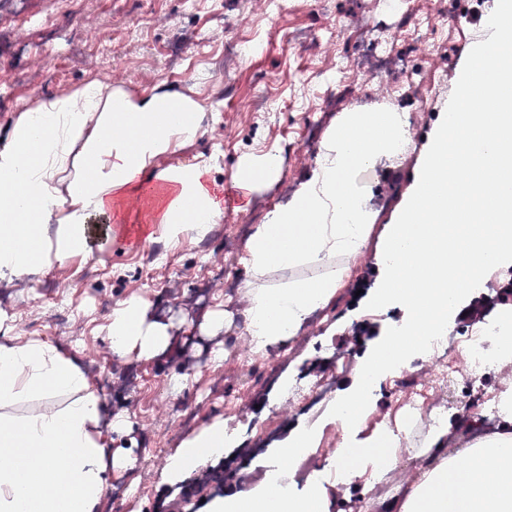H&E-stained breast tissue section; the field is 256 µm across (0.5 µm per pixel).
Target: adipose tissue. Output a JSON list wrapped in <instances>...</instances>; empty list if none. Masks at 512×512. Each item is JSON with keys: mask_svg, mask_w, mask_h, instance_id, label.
Returning <instances> with one entry per match:
<instances>
[{"mask_svg": "<svg viewBox=\"0 0 512 512\" xmlns=\"http://www.w3.org/2000/svg\"><path fill=\"white\" fill-rule=\"evenodd\" d=\"M202 105L185 94L130 98L93 81L23 106L0 149V277H31L52 262L90 255V224L120 221L130 200L143 204L141 223L171 246L206 237L224 217V198L213 185V157L158 168L201 131ZM406 133L402 115L348 112L321 144L318 169L286 203L257 225L244 245V286L250 298L249 332L259 351L277 347L305 328L343 287L352 260L372 231V211L356 173L392 156ZM280 159L268 150L241 160L232 187L250 197L279 177ZM156 192L145 195L147 185ZM323 273L281 284L269 274L301 265ZM137 297L112 310L107 338L118 357L149 361L166 351L164 325L149 318ZM11 319L0 316V512H94L109 489L108 458L94 433L101 402L76 358L50 343L14 342ZM341 392V447L351 454L345 477L387 474L403 444L389 423L363 434L370 401ZM66 396L58 410L9 415L16 403ZM447 422L432 425L416 455L421 474L399 498L370 499V512H512V435L473 439L446 448ZM238 437L215 419L188 438L170 458L169 482L181 481L206 460L237 447ZM212 512H327L322 486L297 492L271 474L258 489L236 499H216Z\"/></svg>", "mask_w": 512, "mask_h": 512, "instance_id": "ef3b65f1", "label": "adipose tissue"}]
</instances>
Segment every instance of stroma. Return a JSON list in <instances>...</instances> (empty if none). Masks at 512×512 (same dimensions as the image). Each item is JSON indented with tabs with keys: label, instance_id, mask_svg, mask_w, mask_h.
I'll use <instances>...</instances> for the list:
<instances>
[{
	"label": "stroma",
	"instance_id": "35a3bbf8",
	"mask_svg": "<svg viewBox=\"0 0 512 512\" xmlns=\"http://www.w3.org/2000/svg\"><path fill=\"white\" fill-rule=\"evenodd\" d=\"M99 14L107 40L125 51L123 80L113 83L115 92L131 97L151 93H184L208 107L203 132L176 152L158 158L159 167L194 161L198 155L214 154L217 184L231 181L240 160L275 146L282 158V174L269 187L254 193L245 210L226 209L224 217L203 240L169 248L161 237L144 240L136 218L139 205L130 202L128 221L113 225L110 236H97L92 257L79 255L53 262L33 279H0V309L23 328L24 338L50 342L64 353L81 352L85 345L97 347L104 368L112 372L111 385L101 390L105 425L100 442L109 455L135 453L137 463L108 474L112 490L129 488L121 500V512H154L161 488L167 487L164 465L155 453L172 456L182 443L213 419L226 417L225 407L245 401L254 411L236 430L250 439L254 425L274 416L287 397L280 393V379L336 367V341L350 335L365 318L381 325L406 321L399 304L367 310L366 302L379 286L366 281L364 269H354L350 279L326 307L314 313L306 331L287 344L269 350L262 365H242L234 360L233 341L247 331L243 290V247L254 225L266 223L270 212L289 200L299 184L314 174L320 145L343 114L363 108L397 112L414 117L407 150L376 166L361 170L357 181L375 212V225L366 251L376 256L397 213L416 188L419 169L439 127L447 103L474 44L484 38L485 26L470 23L448 25L443 31L446 47L436 62L444 82L428 111L418 109L419 87L397 70L388 79L398 87L396 95L378 99L353 77L336 88V109L315 111L330 73L320 50V40L335 35L342 53L362 56L363 47L348 38L353 25L368 21L387 52L394 57L415 55L414 41L395 32L381 0H265L260 17H252L251 0H0V61L24 69L33 80L29 90L15 102L0 105V148L7 146L18 106L34 97H52L58 90L47 72L31 62L33 51L51 58L63 54L65 45L30 27V19L46 17L64 22L70 35L79 32L83 12ZM228 36L242 38L254 51L246 66L229 69L220 78L213 67L202 66L198 57L210 49L209 36L216 25ZM153 71L143 82L144 71ZM293 77L281 82L283 71ZM271 95L276 105L269 112H237V99ZM400 170L395 185L382 180L386 170ZM170 254L172 264L154 272L143 267L148 253ZM224 261V280L209 283L200 273L201 252ZM108 269L104 278H85L87 266ZM72 300L81 313L76 325L35 320V304L54 296ZM146 298L152 320L166 325L171 338L168 350L150 361L117 359L112 355L105 328L113 308L130 296ZM223 313L224 328L211 334L207 320ZM346 377V369H337ZM186 415L184 423L171 419V408ZM123 420V429L113 428ZM149 494H140L141 485Z\"/></svg>",
	"mask_w": 512,
	"mask_h": 512
}]
</instances>
